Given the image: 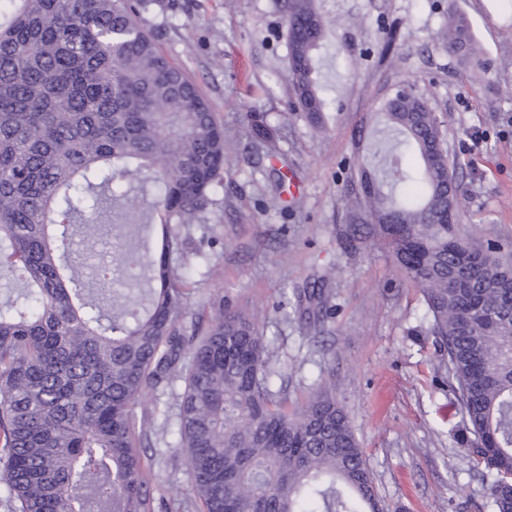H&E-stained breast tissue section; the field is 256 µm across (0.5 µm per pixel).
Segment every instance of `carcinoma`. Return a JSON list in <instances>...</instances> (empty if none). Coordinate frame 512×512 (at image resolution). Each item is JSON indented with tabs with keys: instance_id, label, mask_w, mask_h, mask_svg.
Returning <instances> with one entry per match:
<instances>
[{
	"instance_id": "cac0c4a2",
	"label": "carcinoma",
	"mask_w": 512,
	"mask_h": 512,
	"mask_svg": "<svg viewBox=\"0 0 512 512\" xmlns=\"http://www.w3.org/2000/svg\"><path fill=\"white\" fill-rule=\"evenodd\" d=\"M141 0H0V478L8 512H155L160 485L142 448L168 410L146 396L184 383L176 448L199 512H373V479L347 414L318 389L302 408L255 317L224 295L190 305L188 239L224 180V125L138 23ZM297 108L322 124L316 71L325 22L286 0ZM448 50L468 59V21L448 15ZM385 135L360 170L353 213L396 271L422 289L430 335L448 356L451 406L471 435L463 469L512 512V243L473 245L454 230L462 184L435 113L413 92L384 109ZM268 158L275 128L247 113ZM152 195L161 248L126 242ZM116 246L91 297L58 227ZM129 280L112 290L116 272ZM296 306L325 305L318 284Z\"/></svg>"
}]
</instances>
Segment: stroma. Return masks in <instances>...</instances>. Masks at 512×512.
Here are the masks:
<instances>
[{"instance_id":"stroma-1","label":"stroma","mask_w":512,"mask_h":512,"mask_svg":"<svg viewBox=\"0 0 512 512\" xmlns=\"http://www.w3.org/2000/svg\"><path fill=\"white\" fill-rule=\"evenodd\" d=\"M284 0H145L144 29L201 88L224 124L228 162L207 215L215 246L193 242L195 300L214 292L250 307L280 371L274 389L299 408L330 389L364 450L385 512H491L489 485L459 469L466 450L451 409L447 354L427 329L422 293L367 234L351 236L346 199L371 157L383 103L407 85L442 122L463 184L456 232L474 243L512 241V7L506 0H316L326 36L319 56L324 134L292 111ZM471 26L472 64L438 32L449 11ZM279 127L268 159L243 115ZM330 306L308 322L283 316L289 292L328 269ZM144 449L158 483L188 495L187 466L167 430Z\"/></svg>"}]
</instances>
